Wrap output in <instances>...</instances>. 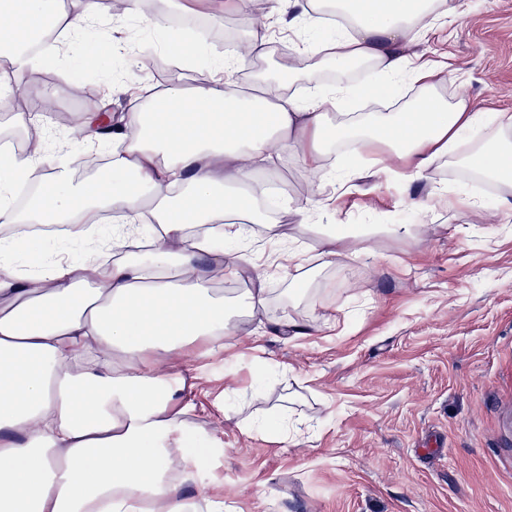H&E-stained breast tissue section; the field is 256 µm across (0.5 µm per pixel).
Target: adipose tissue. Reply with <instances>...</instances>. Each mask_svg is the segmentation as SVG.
<instances>
[{
    "mask_svg": "<svg viewBox=\"0 0 512 512\" xmlns=\"http://www.w3.org/2000/svg\"><path fill=\"white\" fill-rule=\"evenodd\" d=\"M54 2L0 0V110H12V77L29 63L24 47L45 30ZM310 8L348 20L322 47L337 71L361 61L385 79L407 73L424 96L402 112L339 122L325 107L346 92L341 83L300 99L275 76L261 80L257 94L238 96L236 66L264 56L270 40L255 29L244 51L210 77L187 90L168 88L148 110L123 113L109 127L101 112L83 113L85 146L118 145L108 179L75 182V151L65 161L44 151L0 160L1 223L72 224L76 239L124 252L111 261L59 254L48 272L25 273L10 258L28 251V237L0 241V512H190L184 416L191 405L154 361L225 349L242 318L267 306L265 282L232 296L212 286L254 268L240 216L265 225L277 268L306 264L303 252L283 244L256 181L273 152L292 151L320 187L333 180L325 157L343 140L362 149L386 144L405 163L394 173L404 182L448 156L506 186L495 207L512 217V114L446 101L437 93L439 67L412 65L407 54L438 0L272 5L276 13ZM490 127L501 133L496 144L456 155ZM37 169L47 191L15 209L10 196L20 176ZM146 211L153 224L140 223ZM105 212L117 225L101 228Z\"/></svg>",
    "mask_w": 512,
    "mask_h": 512,
    "instance_id": "adipose-tissue-1",
    "label": "adipose tissue"
}]
</instances>
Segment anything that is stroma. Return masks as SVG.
<instances>
[{
  "label": "stroma",
  "instance_id": "35a3bbf8",
  "mask_svg": "<svg viewBox=\"0 0 512 512\" xmlns=\"http://www.w3.org/2000/svg\"><path fill=\"white\" fill-rule=\"evenodd\" d=\"M453 16L418 37L412 58L441 63L443 92L459 89L475 109L512 113V0H456ZM164 31L146 18L125 20L110 50L98 29L84 31L74 51L44 57L42 70L57 111L81 115L101 101L119 73H130L132 94H114L113 113L134 97L200 80V65L160 77L156 60L171 58L168 40L204 31L210 56H223L253 29L240 14L198 5H171ZM271 41L292 51L334 35L317 23L288 25L263 12ZM335 174L353 187L305 220L295 200L310 196L313 178L288 153L261 175L288 187L275 213L280 234L309 255L301 273L262 265L279 298L314 296L320 310L299 305L311 326L290 339L286 311L270 304L245 319L228 351L181 368L186 421L202 437L196 481L187 494L214 489L224 512H512V222L493 207L502 186L479 181L481 209L429 208L431 192L457 190L459 169L440 160L405 183L402 161L379 149L364 160L351 145L331 150ZM408 216L414 237L387 225ZM330 224L374 229L370 245L347 243L349 259L321 266L320 231ZM288 415V437L265 420Z\"/></svg>",
  "mask_w": 512,
  "mask_h": 512
}]
</instances>
